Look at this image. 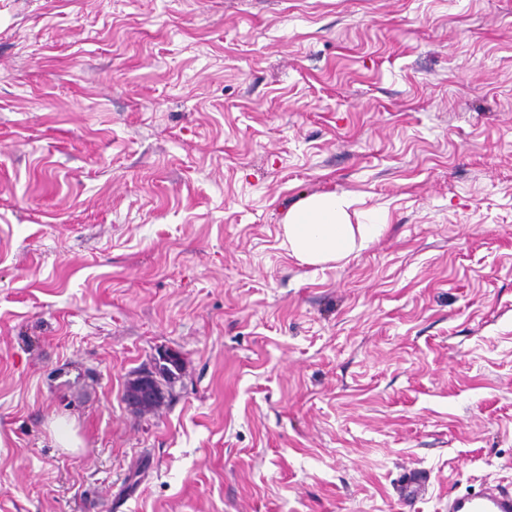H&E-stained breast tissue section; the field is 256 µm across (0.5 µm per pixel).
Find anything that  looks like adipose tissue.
I'll use <instances>...</instances> for the list:
<instances>
[{"instance_id": "1", "label": "adipose tissue", "mask_w": 512, "mask_h": 512, "mask_svg": "<svg viewBox=\"0 0 512 512\" xmlns=\"http://www.w3.org/2000/svg\"><path fill=\"white\" fill-rule=\"evenodd\" d=\"M356 200L348 193L324 192L303 197L282 221L283 246L308 265L347 259L380 235L378 224L356 222Z\"/></svg>"}]
</instances>
